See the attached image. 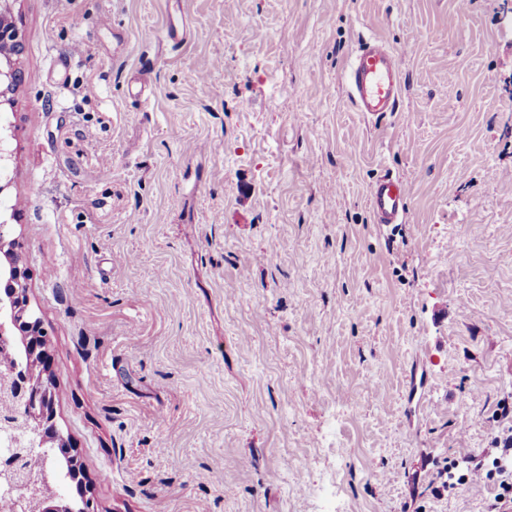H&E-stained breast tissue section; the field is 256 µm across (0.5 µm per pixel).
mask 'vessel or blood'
Wrapping results in <instances>:
<instances>
[{"instance_id":"vessel-or-blood-1","label":"vessel or blood","mask_w":512,"mask_h":512,"mask_svg":"<svg viewBox=\"0 0 512 512\" xmlns=\"http://www.w3.org/2000/svg\"><path fill=\"white\" fill-rule=\"evenodd\" d=\"M343 79L347 97L357 111L376 118L397 111L402 99L403 61L376 37L361 40ZM369 200L377 223L402 222L408 185L401 177L383 172L371 184Z\"/></svg>"}]
</instances>
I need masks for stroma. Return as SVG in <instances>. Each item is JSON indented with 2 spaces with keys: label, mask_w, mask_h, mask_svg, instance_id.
Masks as SVG:
<instances>
[{
  "label": "stroma",
  "mask_w": 512,
  "mask_h": 512,
  "mask_svg": "<svg viewBox=\"0 0 512 512\" xmlns=\"http://www.w3.org/2000/svg\"><path fill=\"white\" fill-rule=\"evenodd\" d=\"M7 7L0 220L98 512H485L448 463L512 404L504 0ZM369 35L404 60L376 120L342 81ZM22 49L18 31L11 26L6 27L3 20H0V104L7 101L5 95L21 80L16 60ZM369 200L377 224H399L407 212L408 185L385 171L371 184Z\"/></svg>",
  "instance_id": "1"
}]
</instances>
